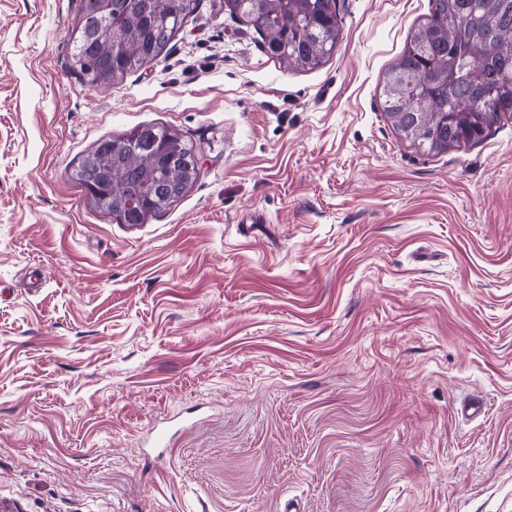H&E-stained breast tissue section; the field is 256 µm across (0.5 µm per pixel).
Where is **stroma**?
Wrapping results in <instances>:
<instances>
[{
    "label": "stroma",
    "instance_id": "35a3bbf8",
    "mask_svg": "<svg viewBox=\"0 0 512 512\" xmlns=\"http://www.w3.org/2000/svg\"><path fill=\"white\" fill-rule=\"evenodd\" d=\"M80 5L0 0V512H512V115L434 155L382 110L429 0H340L312 71L197 0L106 89ZM147 124L202 168L131 228L72 173Z\"/></svg>",
    "mask_w": 512,
    "mask_h": 512
}]
</instances>
